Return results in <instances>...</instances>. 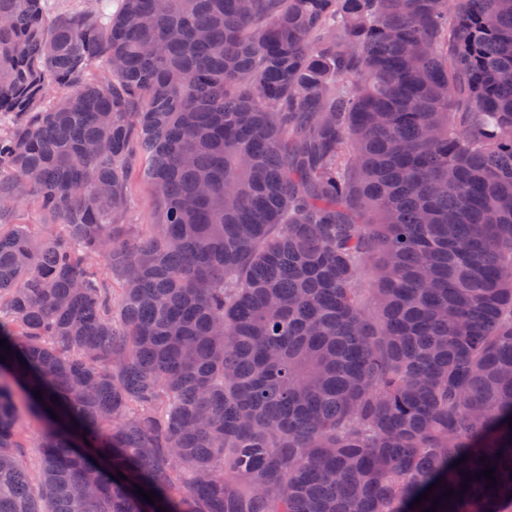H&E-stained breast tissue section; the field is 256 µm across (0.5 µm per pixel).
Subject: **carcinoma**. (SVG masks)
<instances>
[{
    "label": "carcinoma",
    "mask_w": 512,
    "mask_h": 512,
    "mask_svg": "<svg viewBox=\"0 0 512 512\" xmlns=\"http://www.w3.org/2000/svg\"><path fill=\"white\" fill-rule=\"evenodd\" d=\"M46 2L0 0V217L54 218L0 223V512H512V0ZM133 204L126 214V224H154L157 201L152 187L142 178L137 167L131 176ZM14 224H51L48 216L42 213L36 207L33 201V195L28 193L14 213Z\"/></svg>",
    "instance_id": "obj_1"
}]
</instances>
